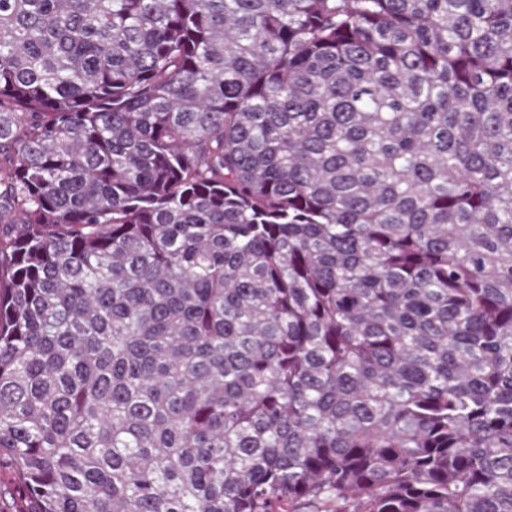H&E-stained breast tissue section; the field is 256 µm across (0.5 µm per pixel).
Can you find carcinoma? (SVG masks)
<instances>
[{"label": "carcinoma", "mask_w": 512, "mask_h": 512, "mask_svg": "<svg viewBox=\"0 0 512 512\" xmlns=\"http://www.w3.org/2000/svg\"><path fill=\"white\" fill-rule=\"evenodd\" d=\"M19 512H512V0H0Z\"/></svg>", "instance_id": "1"}]
</instances>
